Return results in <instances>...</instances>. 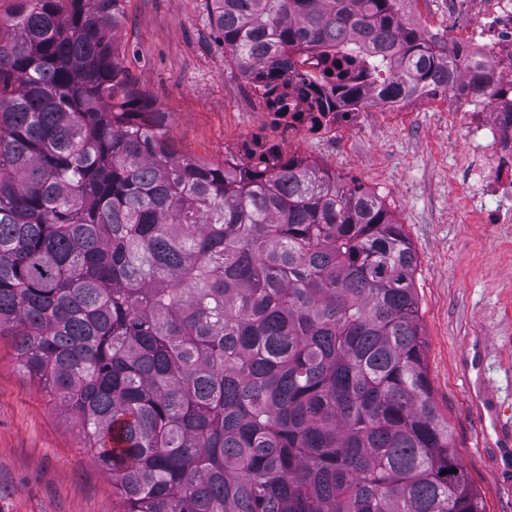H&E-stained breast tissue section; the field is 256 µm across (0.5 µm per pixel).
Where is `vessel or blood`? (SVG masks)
Returning a JSON list of instances; mask_svg holds the SVG:
<instances>
[{
	"instance_id": "b4317fda",
	"label": "vessel or blood",
	"mask_w": 512,
	"mask_h": 512,
	"mask_svg": "<svg viewBox=\"0 0 512 512\" xmlns=\"http://www.w3.org/2000/svg\"><path fill=\"white\" fill-rule=\"evenodd\" d=\"M484 352L485 347L480 343L464 348L462 356L468 365L464 383L479 444L495 449L504 458L500 480L512 489V402L503 399L486 381L481 370Z\"/></svg>"
}]
</instances>
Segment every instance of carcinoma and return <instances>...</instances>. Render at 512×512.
I'll use <instances>...</instances> for the list:
<instances>
[{
    "instance_id": "1",
    "label": "carcinoma",
    "mask_w": 512,
    "mask_h": 512,
    "mask_svg": "<svg viewBox=\"0 0 512 512\" xmlns=\"http://www.w3.org/2000/svg\"><path fill=\"white\" fill-rule=\"evenodd\" d=\"M8 2L0 331L121 512H485L432 400L416 250L379 196L295 155H180L119 61L123 0ZM214 2L247 77L307 47L338 103L512 97L404 0Z\"/></svg>"
}]
</instances>
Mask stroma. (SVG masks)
I'll return each instance as SVG.
<instances>
[{"mask_svg": "<svg viewBox=\"0 0 512 512\" xmlns=\"http://www.w3.org/2000/svg\"><path fill=\"white\" fill-rule=\"evenodd\" d=\"M120 61L137 88L168 114L179 150L220 165L258 121L246 78L211 24L212 0H125ZM410 20L448 42L474 18L454 0H408ZM471 98L451 90L400 117L379 121L363 105L352 128L323 142L284 146L323 169L381 194L418 254L416 288L433 401L448 419L457 453L486 512H512V492L478 448L459 357L483 336L486 373L512 399V223L473 217L503 200L481 184L469 145ZM110 476L83 446L79 424L20 372L12 336L0 337V512H120Z\"/></svg>", "mask_w": 512, "mask_h": 512, "instance_id": "stroma-1", "label": "stroma"}]
</instances>
